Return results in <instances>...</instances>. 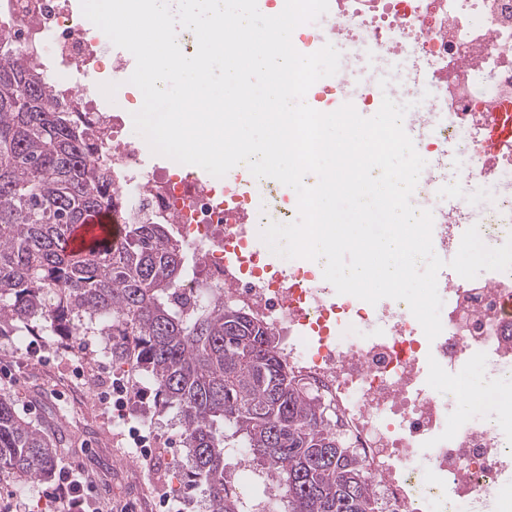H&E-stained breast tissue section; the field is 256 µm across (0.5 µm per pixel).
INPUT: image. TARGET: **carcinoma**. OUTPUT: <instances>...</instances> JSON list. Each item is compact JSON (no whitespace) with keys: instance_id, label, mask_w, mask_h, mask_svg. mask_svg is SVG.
Wrapping results in <instances>:
<instances>
[{"instance_id":"obj_1","label":"carcinoma","mask_w":512,"mask_h":512,"mask_svg":"<svg viewBox=\"0 0 512 512\" xmlns=\"http://www.w3.org/2000/svg\"><path fill=\"white\" fill-rule=\"evenodd\" d=\"M41 73L0 52V335L39 322L51 336L112 337V361L149 373L158 403L177 410L187 464L209 512H247L230 448L250 451L287 512H388L338 417L314 397L263 322L224 305L207 283L186 306L185 247L164 224H124L91 254L64 246L71 227L115 200L89 156L94 131L53 104ZM56 445L0 393V473L50 478Z\"/></svg>"}]
</instances>
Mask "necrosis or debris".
<instances>
[{"label": "necrosis or debris", "mask_w": 512, "mask_h": 512, "mask_svg": "<svg viewBox=\"0 0 512 512\" xmlns=\"http://www.w3.org/2000/svg\"><path fill=\"white\" fill-rule=\"evenodd\" d=\"M329 15L323 26L300 33L295 48L329 43L341 65L365 56L374 70L356 90L340 77L314 85L306 103L332 112L347 100L369 117L383 97L416 100L403 123L420 130L417 152L447 165L484 243L503 245L512 237V147L494 143L503 126L512 125V0H331ZM0 34L13 56L41 71L63 104L99 98L83 80L96 69L111 70L125 92L97 114L105 138L93 160L105 168L118 201L113 219L169 225L188 253L183 291L209 282L223 289L225 305L283 338L288 363L335 405L342 436L364 459L379 499L396 512H430L436 503L444 512L461 503L466 512H505L512 499V428L504 420L512 418V392L500 394L493 411L480 408L458 419L452 409L462 394L453 381L471 359L482 361L491 384L512 383V271L472 280L438 277L448 311L441 333L430 340L405 302L372 305L337 293L324 280L322 263L295 261L287 272L274 270L250 243L269 222L295 221L289 187L250 177L243 165L206 182L174 166L147 167V144L124 132L134 90L129 62L106 53L101 30L80 20L67 0H0ZM393 59L401 61L403 77L380 87V69ZM419 70L428 71L436 88L421 100L414 88ZM476 182L490 184L492 196L471 194ZM431 194L419 178L411 202L436 217L438 251L457 226ZM441 387L447 399L437 398ZM232 455L247 483L264 489L255 512H283L281 493L251 465L247 449Z\"/></svg>", "instance_id": "necrosis-or-debris-1"}]
</instances>
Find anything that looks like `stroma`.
Here are the masks:
<instances>
[{
  "mask_svg": "<svg viewBox=\"0 0 512 512\" xmlns=\"http://www.w3.org/2000/svg\"><path fill=\"white\" fill-rule=\"evenodd\" d=\"M108 337L29 336L24 342L0 335V391L10 394L17 413L49 435L63 437L59 462L88 473L92 504L121 502L130 512H158L163 496L190 497L188 512H208L203 485L177 476L185 460L175 410L155 413V390L145 372L113 364ZM129 391L123 418L107 407L113 380ZM139 427L151 439L152 456L143 460L129 435ZM44 482L0 476V512H44Z\"/></svg>",
  "mask_w": 512,
  "mask_h": 512,
  "instance_id": "obj_1",
  "label": "stroma"
}]
</instances>
